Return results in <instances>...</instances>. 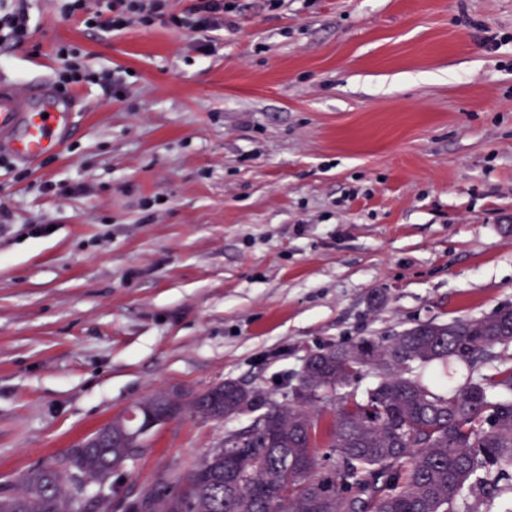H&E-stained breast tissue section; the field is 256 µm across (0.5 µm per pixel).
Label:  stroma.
I'll use <instances>...</instances> for the list:
<instances>
[{
  "label": "stroma",
  "instance_id": "1",
  "mask_svg": "<svg viewBox=\"0 0 512 512\" xmlns=\"http://www.w3.org/2000/svg\"><path fill=\"white\" fill-rule=\"evenodd\" d=\"M232 2L202 55L15 0L1 83L55 82L70 46L128 93L82 83L58 153L0 163V494L151 396L285 403L322 348L512 306V0ZM254 418L157 428L122 493ZM7 0L0 1V41L4 38L12 42H21L28 32V20L24 10L9 9Z\"/></svg>",
  "mask_w": 512,
  "mask_h": 512
}]
</instances>
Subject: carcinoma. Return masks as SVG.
<instances>
[{
    "label": "carcinoma",
    "mask_w": 512,
    "mask_h": 512,
    "mask_svg": "<svg viewBox=\"0 0 512 512\" xmlns=\"http://www.w3.org/2000/svg\"><path fill=\"white\" fill-rule=\"evenodd\" d=\"M512 343V308L475 319L416 324L385 338L363 336L322 349L298 374L295 397L269 402L243 432L229 433L189 468L162 467L141 487L146 512H476L512 494V365L438 393L416 365L477 363ZM370 369L373 386L353 387ZM156 416L188 410L222 422L261 406L235 380L188 401L152 398ZM129 438L74 449L86 484L119 466ZM73 475L56 459L23 474L0 496V512H86L70 497Z\"/></svg>",
    "instance_id": "1"
}]
</instances>
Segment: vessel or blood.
<instances>
[{"mask_svg":"<svg viewBox=\"0 0 512 512\" xmlns=\"http://www.w3.org/2000/svg\"><path fill=\"white\" fill-rule=\"evenodd\" d=\"M71 115L69 99L55 94L51 86L0 85V155L31 164L56 153Z\"/></svg>","mask_w":512,"mask_h":512,"instance_id":"1","label":"vessel or blood"}]
</instances>
